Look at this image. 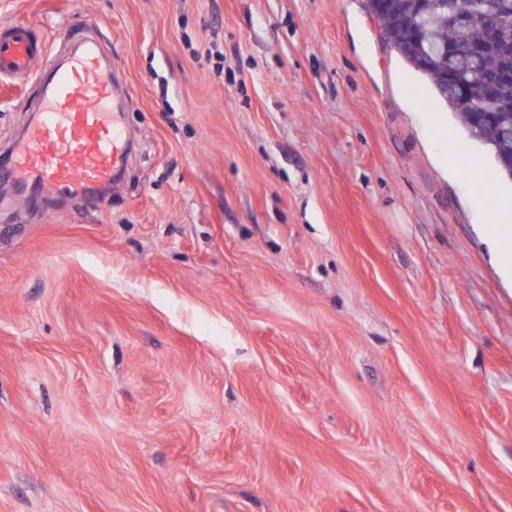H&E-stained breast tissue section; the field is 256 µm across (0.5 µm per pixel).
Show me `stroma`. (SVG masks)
Here are the masks:
<instances>
[{"label": "stroma", "mask_w": 512, "mask_h": 512, "mask_svg": "<svg viewBox=\"0 0 512 512\" xmlns=\"http://www.w3.org/2000/svg\"><path fill=\"white\" fill-rule=\"evenodd\" d=\"M1 23L96 33L136 146L109 193L0 198V512H512V283L469 206L512 180L366 0ZM34 92L0 79V156Z\"/></svg>", "instance_id": "35a3bbf8"}]
</instances>
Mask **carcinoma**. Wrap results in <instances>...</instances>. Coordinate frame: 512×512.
Returning a JSON list of instances; mask_svg holds the SVG:
<instances>
[{
  "instance_id": "carcinoma-1",
  "label": "carcinoma",
  "mask_w": 512,
  "mask_h": 512,
  "mask_svg": "<svg viewBox=\"0 0 512 512\" xmlns=\"http://www.w3.org/2000/svg\"><path fill=\"white\" fill-rule=\"evenodd\" d=\"M457 0H400L395 10L377 13L393 49L415 71L425 77L435 92L456 113L472 141L482 146L492 157L499 172L512 178V134L502 129L512 127V81L499 83L494 90L481 78L462 75L471 103L480 105L494 93L498 103L488 122L478 125L475 113L460 106L454 95L445 91L443 75L448 67V54L460 63L466 62L481 34L475 28H458L448 23ZM512 56V21L498 32L493 59Z\"/></svg>"
}]
</instances>
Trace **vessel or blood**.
<instances>
[{
    "instance_id": "obj_1",
    "label": "vessel or blood",
    "mask_w": 512,
    "mask_h": 512,
    "mask_svg": "<svg viewBox=\"0 0 512 512\" xmlns=\"http://www.w3.org/2000/svg\"><path fill=\"white\" fill-rule=\"evenodd\" d=\"M47 53L30 28L0 27V78L35 75ZM122 99L100 44L85 41L61 70L40 81L34 120L10 156L0 159V179L13 181L33 205L49 192L112 184L126 162Z\"/></svg>"
}]
</instances>
